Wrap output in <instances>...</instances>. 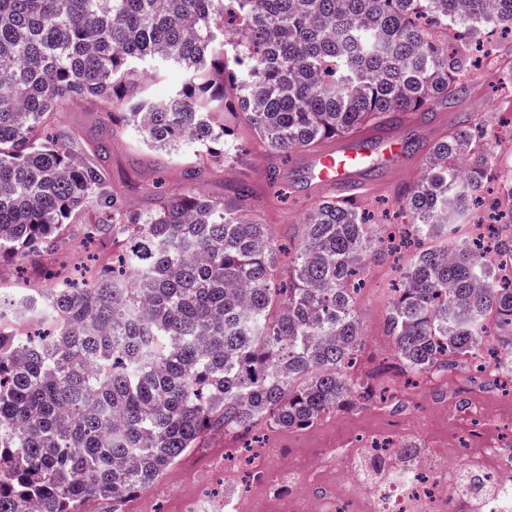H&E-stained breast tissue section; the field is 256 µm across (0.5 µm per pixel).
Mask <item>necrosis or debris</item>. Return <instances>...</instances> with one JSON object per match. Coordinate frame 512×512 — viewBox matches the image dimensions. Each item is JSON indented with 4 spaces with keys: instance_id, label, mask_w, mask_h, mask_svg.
<instances>
[{
    "instance_id": "necrosis-or-debris-1",
    "label": "necrosis or debris",
    "mask_w": 512,
    "mask_h": 512,
    "mask_svg": "<svg viewBox=\"0 0 512 512\" xmlns=\"http://www.w3.org/2000/svg\"><path fill=\"white\" fill-rule=\"evenodd\" d=\"M456 412L472 421L461 449L378 431L321 461L317 472L267 468L271 451L261 449L249 479L266 494L255 500L254 512H512V431L485 443L489 417L481 402L463 397ZM464 468L493 478L492 487L463 482ZM404 470L410 477L403 482Z\"/></svg>"
}]
</instances>
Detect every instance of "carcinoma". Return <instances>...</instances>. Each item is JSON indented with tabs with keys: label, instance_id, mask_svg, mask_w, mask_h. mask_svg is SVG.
I'll use <instances>...</instances> for the list:
<instances>
[{
	"label": "carcinoma",
	"instance_id": "1",
	"mask_svg": "<svg viewBox=\"0 0 512 512\" xmlns=\"http://www.w3.org/2000/svg\"><path fill=\"white\" fill-rule=\"evenodd\" d=\"M488 29L512 33V0H0V260L58 249L77 218L119 247L107 271L0 295V512H84L155 487L212 432L299 429L370 401L357 295L368 264L398 250L410 259L383 371L469 370L490 324L512 358L499 275L512 221L493 259L456 237L484 181L512 192V163L467 121L397 193L394 244L364 197L332 195L305 214L286 269L247 183L230 206L146 186L135 212L107 190L105 143L38 137L86 100L109 130L168 153H212L238 115L269 150L311 147L448 103L472 73L467 38ZM173 74L161 99L139 82Z\"/></svg>",
	"mask_w": 512,
	"mask_h": 512
}]
</instances>
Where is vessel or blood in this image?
I'll list each match as a JSON object with an SVG mask.
<instances>
[{
  "mask_svg": "<svg viewBox=\"0 0 512 512\" xmlns=\"http://www.w3.org/2000/svg\"><path fill=\"white\" fill-rule=\"evenodd\" d=\"M397 164L402 156V146L393 137L371 138L369 144H343L336 149L321 152L308 166L312 183L326 187L336 194L354 195L365 189L360 176L365 169L367 156Z\"/></svg>",
  "mask_w": 512,
  "mask_h": 512,
  "instance_id": "1",
  "label": "vessel or blood"
}]
</instances>
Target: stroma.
Here are the masks:
<instances>
[{
  "mask_svg": "<svg viewBox=\"0 0 512 512\" xmlns=\"http://www.w3.org/2000/svg\"><path fill=\"white\" fill-rule=\"evenodd\" d=\"M476 115L485 121L488 132L496 133L497 148L502 156L512 157V85L476 68L474 79L462 94L448 105L426 115H412L387 125L370 122L362 126V133L376 135L399 134L412 138L415 150L406 152L399 166H377L368 172L372 184L367 194L374 220L379 224L392 222L396 213L394 197L398 189L416 182L425 163V154L437 141L446 139L460 121ZM102 112L86 101H78L58 114L53 126L69 130L83 146L92 147L101 136ZM233 135L242 151V159L234 165L208 170L205 178L196 184L218 201L232 202L238 182H248L253 190L256 207L251 219L271 225L280 241L297 234L298 222L303 212L326 197L327 192L307 182L304 171L313 157L310 149H298L285 155L267 151L254 142V133L245 120L236 121ZM199 158L193 149L180 154H166L150 150L138 133L120 129L108 141V151L103 164L109 172L114 192L121 195L132 209L144 206L139 187L151 181L159 182L162 192L177 198L187 192L194 182L185 171L197 165ZM89 245L82 225H70L63 245L56 251L43 254L37 264L29 266L26 278H19L14 261H0V268L11 276L0 282V294L14 296L22 288H40L44 282L39 276L41 267L60 266L75 261L85 263ZM404 257L376 260L369 264L364 285L358 299V310L366 327L367 341L365 362L373 364L390 350V339L384 330L387 308L393 288L401 280ZM466 372L456 370L448 377L449 392L440 399L427 396L423 385L406 386L404 392L410 399V410L417 431L428 433L445 427H454L456 434H463L467 421H449L445 407L454 405L452 392L457 383L466 379ZM379 405L370 402L354 408H343L329 414L304 429H262L261 445L281 441L288 444L291 454L289 465L307 466L317 454L338 447L342 442L353 441L374 430L383 428ZM224 436L210 434L199 448L193 449L177 465L168 470L159 484L150 490L134 492L115 503L114 512H182L183 498L207 495L216 499L235 491H248L247 472L238 462H225Z\"/></svg>",
  "mask_w": 512,
  "mask_h": 512,
  "instance_id": "obj_1",
  "label": "stroma"
}]
</instances>
